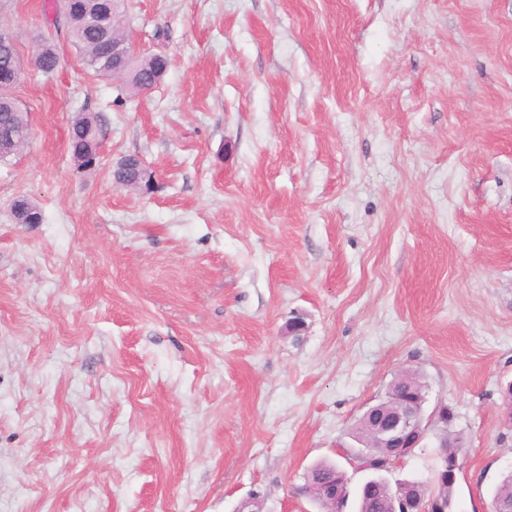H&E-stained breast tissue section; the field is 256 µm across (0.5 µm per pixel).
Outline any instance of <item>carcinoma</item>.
<instances>
[{
    "label": "carcinoma",
    "mask_w": 512,
    "mask_h": 512,
    "mask_svg": "<svg viewBox=\"0 0 512 512\" xmlns=\"http://www.w3.org/2000/svg\"><path fill=\"white\" fill-rule=\"evenodd\" d=\"M112 5V19L101 18L96 6L100 0H60V10L67 27L72 45L76 48L85 67L101 77H112V56L104 51L110 39L126 40L123 27V14L126 11L125 0H107ZM37 71L48 76L55 72L59 56L55 47L45 44L35 53ZM20 56L16 48L0 43V127L8 126L16 134L17 147H23L27 138L29 124L26 112L11 95L13 85L10 81L22 74L18 61ZM169 67L166 57L153 55L128 61L125 75L122 76L123 88L140 93L146 82L161 81ZM102 136V126L97 116L85 114L79 117L70 131V148L77 162L91 166L98 159V143ZM114 178L126 179L135 190L150 189L151 183L144 180L143 173L130 170H114ZM424 386V378L418 373L410 377L398 376L390 383L393 395L380 399V403L390 409L396 398L415 395L418 388ZM392 458L386 448H372L369 455V467L377 471V478L369 490L362 492L357 500V512H387L389 503L384 484L385 469L391 467ZM438 467L432 468L431 477L419 482L420 490L427 496L442 501L454 502L455 486L446 481L437 480ZM310 474L318 479H330L344 487L350 481L342 467L333 460H322L311 466ZM491 497L503 504L506 510L512 509V472L504 475L492 489Z\"/></svg>",
    "instance_id": "obj_1"
}]
</instances>
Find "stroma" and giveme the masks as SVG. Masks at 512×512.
I'll list each match as a JSON object with an SVG mask.
<instances>
[{
  "label": "stroma",
  "instance_id": "35a3bbf8",
  "mask_svg": "<svg viewBox=\"0 0 512 512\" xmlns=\"http://www.w3.org/2000/svg\"><path fill=\"white\" fill-rule=\"evenodd\" d=\"M48 3L0 0L30 130L0 161V512H308L306 470L346 464L405 369L454 411V512H490L512 471V0H128L139 56L171 61L130 97ZM84 113L103 138L81 169ZM130 155L152 190L113 183ZM102 136V126L97 116L84 114L72 125L70 148L77 162L83 166H92L98 159V143Z\"/></svg>",
  "mask_w": 512,
  "mask_h": 512
}]
</instances>
